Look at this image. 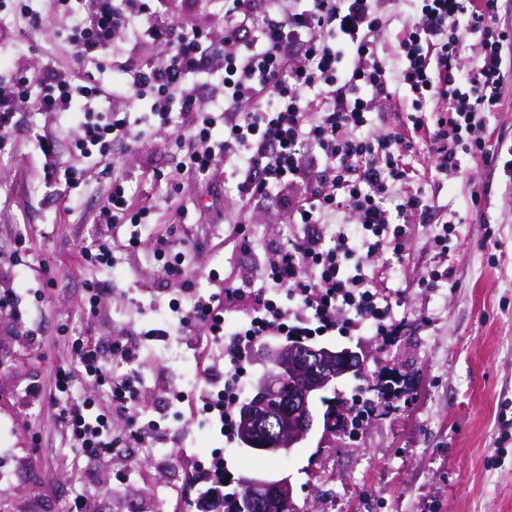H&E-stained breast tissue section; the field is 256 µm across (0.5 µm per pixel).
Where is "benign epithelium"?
<instances>
[{"label":"benign epithelium","instance_id":"benign-epithelium-1","mask_svg":"<svg viewBox=\"0 0 512 512\" xmlns=\"http://www.w3.org/2000/svg\"><path fill=\"white\" fill-rule=\"evenodd\" d=\"M365 370L362 354L349 348L331 350L313 347L301 342L288 344L286 350L265 373L257 388L272 392L284 377L297 381L298 389L288 397V405L275 415H248V426L259 435L256 451L264 455L289 453L295 445L307 437L314 427L310 402L319 389L329 380L346 376H359ZM252 499L253 512H284L293 502L291 483L274 486L253 478H243Z\"/></svg>","mask_w":512,"mask_h":512}]
</instances>
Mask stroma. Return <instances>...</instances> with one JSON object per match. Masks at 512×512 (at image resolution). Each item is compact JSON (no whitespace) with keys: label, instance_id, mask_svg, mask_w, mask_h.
I'll return each mask as SVG.
<instances>
[{"label":"stroma","instance_id":"obj_1","mask_svg":"<svg viewBox=\"0 0 512 512\" xmlns=\"http://www.w3.org/2000/svg\"><path fill=\"white\" fill-rule=\"evenodd\" d=\"M27 2L44 24L28 28L15 8H0V51L7 53L0 75L20 68L37 76L50 65L73 70L76 49L64 35L72 14L57 0ZM418 6V0H381V56H393ZM166 7L171 17L221 39L224 0H167ZM115 45L119 68L101 75L112 84L120 81V68L164 54L154 44L121 37ZM14 109L18 121L6 129L0 150V290L14 293L20 315H0V512H69L80 493L85 512H191L193 479L216 448L223 449L231 478L289 477L299 512H512V441L500 440L502 421L512 420V183L501 171L466 156L461 174L436 176L427 142L419 143L410 187L434 207L411 217L408 257L378 281L393 291L401 330L378 336L366 327L354 336L314 340L367 356L362 376L336 380L337 397L392 378L395 397L379 401L356 438L325 428L326 407L313 400L316 423L307 438L290 453L261 456L241 441L227 442L197 416L192 399L200 366L223 367V349L211 343L198 348L186 334L169 309L175 285L151 248L156 237L173 239L191 259L194 286L204 294L214 290L209 272H254V253L227 242L238 219L228 206L235 179L221 170L207 179L181 172L171 130L150 127L140 110L129 114L142 133L138 146L114 145L109 170L90 171L74 152L77 120L27 103ZM39 133L52 140L59 166L86 169L77 189L45 187ZM158 169L178 173L179 194H167L155 180ZM126 172L132 175L127 195L152 208L140 227L145 246L133 255L120 246L125 229L97 222L113 174ZM297 195L291 189L251 208L257 243L294 234L282 200ZM446 221L456 224L460 240L448 248L449 283L426 288L422 281L438 261L430 239ZM95 229L116 248L111 266L88 269L78 251ZM91 278L112 287L94 309L86 294ZM161 322L169 341L145 339ZM87 332L139 344L136 417L157 423L164 434L153 450L123 440L103 457L77 454L55 406L29 396L35 384L49 390L72 334ZM176 391L188 402L170 403Z\"/></svg>","mask_w":512,"mask_h":512}]
</instances>
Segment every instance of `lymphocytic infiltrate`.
Returning a JSON list of instances; mask_svg holds the SVG:
<instances>
[{
  "label": "lymphocytic infiltrate",
  "instance_id": "lymphocytic-infiltrate-1",
  "mask_svg": "<svg viewBox=\"0 0 512 512\" xmlns=\"http://www.w3.org/2000/svg\"><path fill=\"white\" fill-rule=\"evenodd\" d=\"M137 2L79 0L80 18L65 31L77 49V73L11 74L0 82V125L4 107L16 101L41 112L78 113L82 136L76 149L96 165L113 144L132 146L141 139L127 112L93 107L94 99L111 94L131 104L147 102L148 118L160 129L170 126L172 113L193 115L188 132L174 138L186 150L185 167L207 176L221 163L231 164L240 213L285 188L303 189L304 198L288 212L289 223L301 225V232L264 246L256 279L227 276L216 292L197 295L187 254L165 237L152 245L178 286L171 312L184 326L226 341L227 372L204 369L200 384L202 394H218L220 431L232 437L254 345L282 336H350L366 326L379 336L397 334L392 299L378 287L375 268L387 254L404 259L409 219L425 206L412 192L396 209L385 206L406 181L404 160L414 153L417 136L428 142L436 173L460 172L461 158L468 155L512 180V146L489 148L482 134L487 114L501 98L502 48L512 32L503 28L498 0H421L390 62L376 43L383 26L380 0H301L298 8L288 0H271L272 14L261 20L253 0H224L219 45L209 30L160 12L145 13ZM123 32L165 46L166 52L108 88L98 75ZM468 34L479 35L482 51L472 68L461 70L453 61ZM193 76L216 79L224 89L223 104L200 111L189 83ZM394 85L403 87L416 107L433 103L432 112L408 114V130L366 134L370 114L391 98ZM311 89L321 97L315 111L305 99ZM219 125L224 139L216 145L212 132ZM150 213V207L130 202L116 179L99 221L131 226L123 247L133 253L144 245L139 226ZM339 214L344 225L327 235L318 232V225ZM229 303L245 304L246 312L228 337L224 307ZM80 375L108 386L105 407L75 390ZM51 401L59 407L73 449L100 456L120 436L113 415L130 413L140 395L132 377L113 381L99 339L85 336L72 343L67 362L57 369Z\"/></svg>",
  "mask_w": 512,
  "mask_h": 512
}]
</instances>
